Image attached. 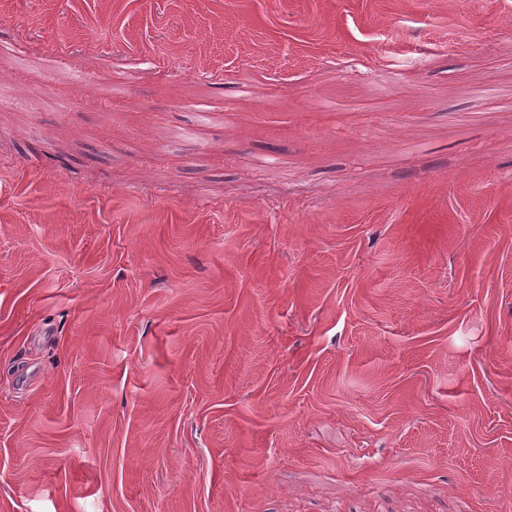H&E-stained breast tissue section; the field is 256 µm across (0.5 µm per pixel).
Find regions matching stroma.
Here are the masks:
<instances>
[{"mask_svg": "<svg viewBox=\"0 0 512 512\" xmlns=\"http://www.w3.org/2000/svg\"><path fill=\"white\" fill-rule=\"evenodd\" d=\"M0 45V512H512V0Z\"/></svg>", "mask_w": 512, "mask_h": 512, "instance_id": "35a3bbf8", "label": "stroma"}]
</instances>
